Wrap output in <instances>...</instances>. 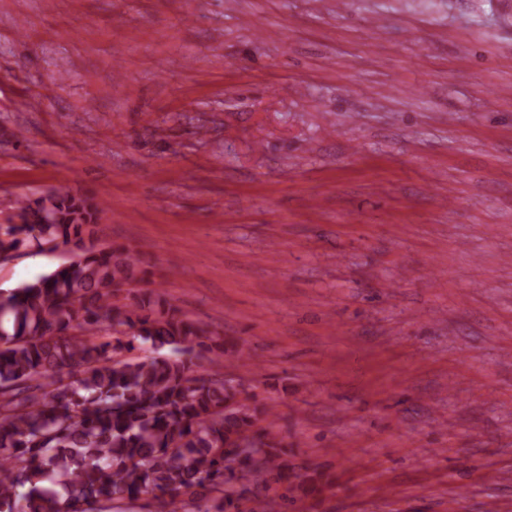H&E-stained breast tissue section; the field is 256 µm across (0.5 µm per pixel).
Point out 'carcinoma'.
<instances>
[{
  "label": "carcinoma",
  "instance_id": "obj_1",
  "mask_svg": "<svg viewBox=\"0 0 512 512\" xmlns=\"http://www.w3.org/2000/svg\"><path fill=\"white\" fill-rule=\"evenodd\" d=\"M99 213L67 190L19 197L0 233V257L31 240L74 253L0 293V512H114L145 494L161 512H241L272 481L315 492L322 474L288 461L273 407L194 375L225 339L152 291L112 303L141 251L99 245ZM135 341L168 353L124 357Z\"/></svg>",
  "mask_w": 512,
  "mask_h": 512
}]
</instances>
